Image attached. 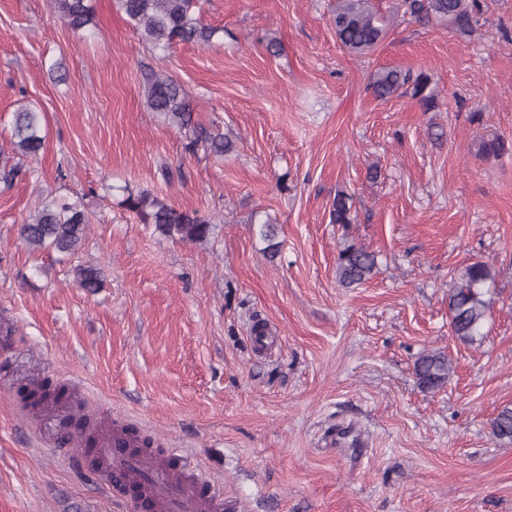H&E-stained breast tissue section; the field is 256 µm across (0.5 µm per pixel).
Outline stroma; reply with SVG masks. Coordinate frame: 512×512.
<instances>
[{
  "label": "stroma",
  "instance_id": "35a3bbf8",
  "mask_svg": "<svg viewBox=\"0 0 512 512\" xmlns=\"http://www.w3.org/2000/svg\"><path fill=\"white\" fill-rule=\"evenodd\" d=\"M93 4L89 37L50 0H0V150L25 106L46 136L0 180V512H138L67 456L62 422L80 411L85 435L135 429L175 467L191 453L226 512H512V442L491 433L512 407V152L478 151L512 141V0H483L468 37L374 0L389 26L363 55L336 36V0H199L211 44L165 53L114 0ZM385 68L426 78L434 108L407 86L376 99ZM152 72L183 85L228 152H188L145 107ZM161 161L182 178L165 183ZM126 188L211 218L210 238L139 223ZM340 192L346 225L330 218ZM49 196L89 214L72 258L19 236ZM349 245L377 258L355 288L336 277ZM477 261L495 272L490 313L466 343L448 292ZM80 264L104 287L79 288ZM431 352L453 372L427 391L414 365ZM33 379L64 398L31 412Z\"/></svg>",
  "mask_w": 512,
  "mask_h": 512
}]
</instances>
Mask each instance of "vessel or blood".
<instances>
[{"label": "vessel or blood", "mask_w": 512, "mask_h": 512, "mask_svg": "<svg viewBox=\"0 0 512 512\" xmlns=\"http://www.w3.org/2000/svg\"><path fill=\"white\" fill-rule=\"evenodd\" d=\"M95 460L99 468L117 474L125 487L151 499L155 512H219L221 507L217 496L206 493L197 479L175 477L172 468L135 450L121 429L102 441Z\"/></svg>", "instance_id": "1"}]
</instances>
